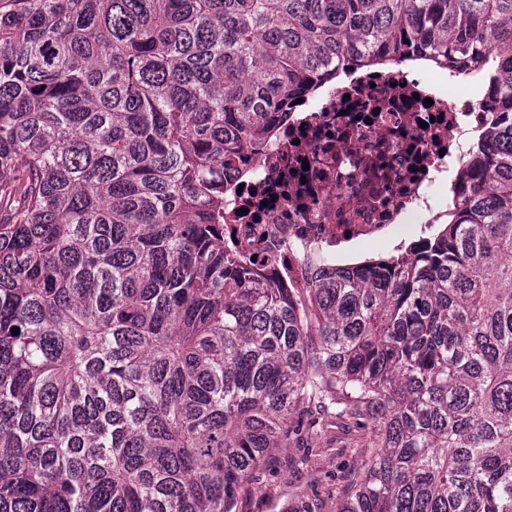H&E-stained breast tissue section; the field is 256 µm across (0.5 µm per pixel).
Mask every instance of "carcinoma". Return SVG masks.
I'll use <instances>...</instances> for the list:
<instances>
[{
	"label": "carcinoma",
	"instance_id": "obj_1",
	"mask_svg": "<svg viewBox=\"0 0 512 512\" xmlns=\"http://www.w3.org/2000/svg\"><path fill=\"white\" fill-rule=\"evenodd\" d=\"M413 59L499 114L448 223L301 290L224 250L284 104ZM308 401L371 430L336 512H512V0H0V512H237Z\"/></svg>",
	"mask_w": 512,
	"mask_h": 512
}]
</instances>
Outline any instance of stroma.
Listing matches in <instances>:
<instances>
[{
  "label": "stroma",
  "mask_w": 512,
  "mask_h": 512,
  "mask_svg": "<svg viewBox=\"0 0 512 512\" xmlns=\"http://www.w3.org/2000/svg\"><path fill=\"white\" fill-rule=\"evenodd\" d=\"M284 447L265 460L259 484L243 493L239 512H336L369 439L349 417L300 405Z\"/></svg>",
  "instance_id": "35a3bbf8"
}]
</instances>
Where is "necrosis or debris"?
<instances>
[{
	"mask_svg": "<svg viewBox=\"0 0 512 512\" xmlns=\"http://www.w3.org/2000/svg\"><path fill=\"white\" fill-rule=\"evenodd\" d=\"M471 74L362 72L319 82L274 123L262 147L224 172L216 211L224 242L275 269L289 288L349 264L382 242L401 253L430 238L449 210L448 163L466 168L489 123L465 95Z\"/></svg>",
	"mask_w": 512,
	"mask_h": 512,
	"instance_id": "4bbe7bcc",
	"label": "necrosis or debris"
}]
</instances>
